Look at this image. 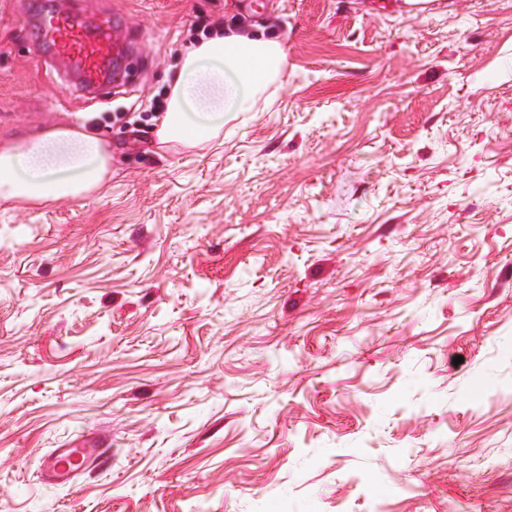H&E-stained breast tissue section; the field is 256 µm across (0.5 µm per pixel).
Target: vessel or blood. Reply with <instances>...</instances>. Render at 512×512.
Here are the masks:
<instances>
[{
    "instance_id": "1",
    "label": "vessel or blood",
    "mask_w": 512,
    "mask_h": 512,
    "mask_svg": "<svg viewBox=\"0 0 512 512\" xmlns=\"http://www.w3.org/2000/svg\"><path fill=\"white\" fill-rule=\"evenodd\" d=\"M27 27L38 52L65 73L75 75L81 90L91 95L111 86L133 50L126 25L114 16L92 19L60 8L35 14ZM102 454L95 442L54 449L43 460L44 480L50 485L67 483Z\"/></svg>"
}]
</instances>
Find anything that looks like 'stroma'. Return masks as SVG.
<instances>
[{"label": "stroma", "instance_id": "1", "mask_svg": "<svg viewBox=\"0 0 512 512\" xmlns=\"http://www.w3.org/2000/svg\"><path fill=\"white\" fill-rule=\"evenodd\" d=\"M62 2L137 45L92 100L0 0V140L112 143L101 191L0 199V512H512V0ZM219 17L283 42L271 100L162 148ZM99 447L98 441H94L80 448H55L43 460L45 482L49 485L68 483L102 456L103 451ZM75 464L79 466L75 467Z\"/></svg>", "mask_w": 512, "mask_h": 512}]
</instances>
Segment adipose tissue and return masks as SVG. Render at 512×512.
Returning <instances> with one entry per match:
<instances>
[{
	"instance_id": "adipose-tissue-1",
	"label": "adipose tissue",
	"mask_w": 512,
	"mask_h": 512,
	"mask_svg": "<svg viewBox=\"0 0 512 512\" xmlns=\"http://www.w3.org/2000/svg\"><path fill=\"white\" fill-rule=\"evenodd\" d=\"M281 41L224 31L192 45L171 80L159 143L196 148L218 138L280 74ZM112 177V147L90 125L58 124L21 144H0V199L24 209L82 199Z\"/></svg>"
}]
</instances>
